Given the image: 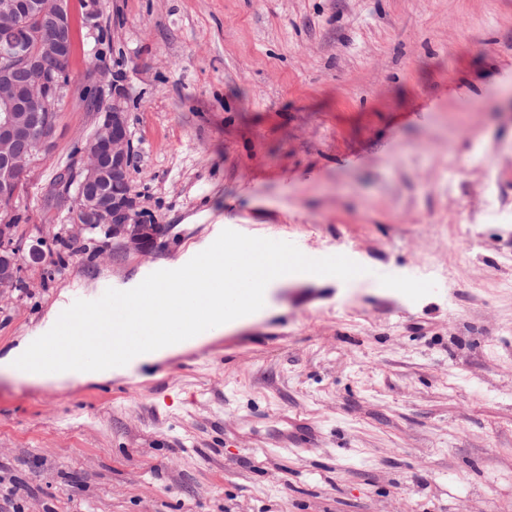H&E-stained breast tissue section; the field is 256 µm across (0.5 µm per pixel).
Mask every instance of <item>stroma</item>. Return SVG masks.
Listing matches in <instances>:
<instances>
[{
	"label": "stroma",
	"instance_id": "stroma-1",
	"mask_svg": "<svg viewBox=\"0 0 512 512\" xmlns=\"http://www.w3.org/2000/svg\"><path fill=\"white\" fill-rule=\"evenodd\" d=\"M11 206L45 239L0 295V356L81 296L226 229L366 267L109 380L0 373L24 512H512V0H103ZM129 94L151 253L52 196ZM317 432L311 448H278Z\"/></svg>",
	"mask_w": 512,
	"mask_h": 512
}]
</instances>
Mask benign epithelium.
<instances>
[{
    "label": "benign epithelium",
    "mask_w": 512,
    "mask_h": 512,
    "mask_svg": "<svg viewBox=\"0 0 512 512\" xmlns=\"http://www.w3.org/2000/svg\"><path fill=\"white\" fill-rule=\"evenodd\" d=\"M86 25L97 29L101 0H84ZM16 38L0 44V288L21 285L20 262L10 246L9 210L36 152L50 143L55 124L50 114L63 89L72 40V20L65 0H8L0 7V32ZM84 147L77 179V232L103 229L124 247L148 252L162 227L144 219L131 184L132 138L128 97L112 84V101Z\"/></svg>",
    "instance_id": "7a95c632"
}]
</instances>
